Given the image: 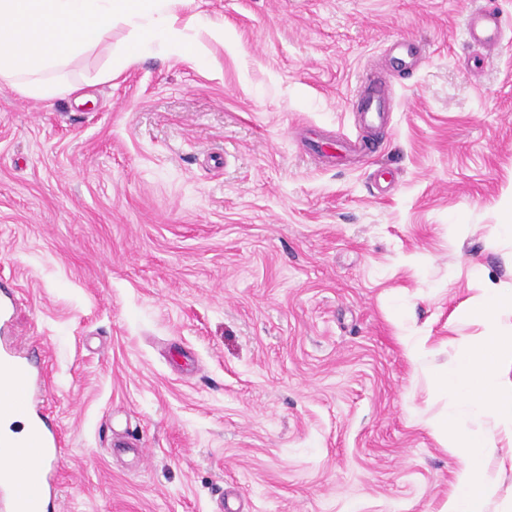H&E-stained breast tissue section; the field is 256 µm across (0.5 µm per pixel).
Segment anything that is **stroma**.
Here are the masks:
<instances>
[{"label":"stroma","instance_id":"stroma-1","mask_svg":"<svg viewBox=\"0 0 512 512\" xmlns=\"http://www.w3.org/2000/svg\"><path fill=\"white\" fill-rule=\"evenodd\" d=\"M482 6L506 27L492 50L465 40ZM192 11L208 68L159 49L82 104L0 83L5 339L47 359L57 512H439L463 462L428 426L456 404L430 371L484 334L465 310L486 291L512 331V0ZM402 39L418 56L378 153L307 148L357 134L354 92ZM456 418L504 461L485 512H512V442ZM127 431L144 457L114 447Z\"/></svg>","mask_w":512,"mask_h":512}]
</instances>
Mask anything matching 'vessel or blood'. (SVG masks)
<instances>
[{"mask_svg":"<svg viewBox=\"0 0 512 512\" xmlns=\"http://www.w3.org/2000/svg\"><path fill=\"white\" fill-rule=\"evenodd\" d=\"M465 35L473 45L499 42L504 35L502 18L492 8L474 9L467 16ZM391 85L392 75L387 72L361 87L357 110L365 128L388 123ZM41 402L38 363L18 349L0 348V421L16 416L27 423V432L21 438L0 431V453L11 456L34 448L39 460L25 474L0 466V512H51L57 498L62 440Z\"/></svg>","mask_w":512,"mask_h":512,"instance_id":"1","label":"vessel or blood"}]
</instances>
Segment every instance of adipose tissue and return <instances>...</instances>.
Returning a JSON list of instances; mask_svg holds the SVG:
<instances>
[{
    "mask_svg": "<svg viewBox=\"0 0 512 512\" xmlns=\"http://www.w3.org/2000/svg\"><path fill=\"white\" fill-rule=\"evenodd\" d=\"M500 305L492 294L473 300L466 313L482 319L488 333L471 338L452 365L433 374L432 384L437 393L459 397L472 413L491 418L502 434L512 438V387L497 379L499 367L512 361V336L502 335L498 327ZM429 427L443 447L465 461L440 512H483L484 496L492 485L488 461L494 446L458 428L450 412L431 420Z\"/></svg>",
    "mask_w": 512,
    "mask_h": 512,
    "instance_id": "adipose-tissue-1",
    "label": "adipose tissue"
}]
</instances>
